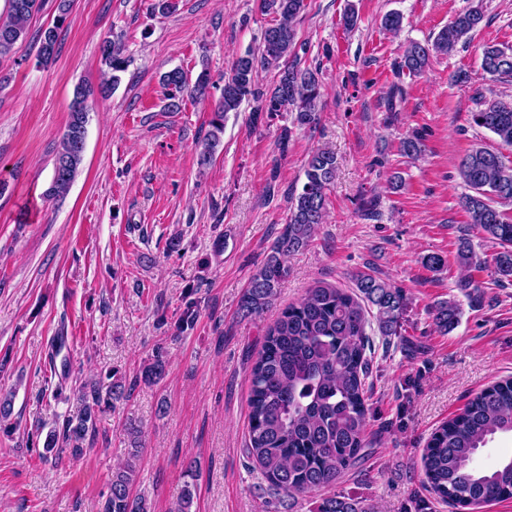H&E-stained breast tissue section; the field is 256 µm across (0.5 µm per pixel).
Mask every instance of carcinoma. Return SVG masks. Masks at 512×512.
Listing matches in <instances>:
<instances>
[{
    "instance_id": "obj_1",
    "label": "carcinoma",
    "mask_w": 512,
    "mask_h": 512,
    "mask_svg": "<svg viewBox=\"0 0 512 512\" xmlns=\"http://www.w3.org/2000/svg\"><path fill=\"white\" fill-rule=\"evenodd\" d=\"M47 0H8L0 16V60L11 56L15 45L27 37L30 21L41 12ZM73 0H54V22L39 32L36 56L41 66L49 65L58 50L59 31L63 28ZM263 11L275 15V23L263 33L258 52L251 50L235 61L232 74L224 81L221 100L214 111L212 129L202 142L200 164L209 163L224 133V114L237 110L243 101L256 103L253 120L265 113L294 114L292 126H284L278 135V149L288 151L292 127L311 128L319 121L321 83L319 70L300 66L295 52L297 28L304 0H262ZM484 14L478 8L457 12L430 45L411 43L404 50L397 75H419L429 66L434 53L448 55L469 39L481 25ZM105 65L97 85L81 83L74 88L69 121L56 151L51 181L44 196H67L83 162L88 123L87 102L106 97L116 89L120 73L128 63L125 48L108 38L99 45ZM277 70L272 88L257 87L260 69ZM481 68L492 77L512 78V49L485 45L481 50ZM162 84L167 109L177 112L184 95L201 97L209 88V78L201 73L194 84L179 68L165 73ZM474 124L493 133L495 150L477 146L469 150L459 166V175L469 193L461 207L469 224L500 247L494 257L495 274L512 278V218L505 208L512 206V159L503 150L512 151V101L493 100L472 113ZM301 190L293 192L288 221L262 265L251 275L240 299L243 316L262 313L275 301L281 282L288 276L286 257L306 247L319 224L323 223L327 191L336 175V157L330 151L310 155ZM456 260L458 285L474 287L472 271L478 259L466 240L460 242ZM356 290L348 292L329 285L309 289L298 303L284 308L264 338L261 350L250 370L248 398L249 432L244 448L262 476L277 492L287 495L310 494L336 485L362 458L367 447L365 427L369 411L368 359L369 313H374L383 336L401 335L407 295L380 277L367 272L355 275ZM198 316V305L186 302L179 316L181 329H191ZM457 304L448 301L434 310L436 326L447 331L457 322ZM168 361L157 348L145 361L136 381L159 383L166 375ZM126 390L117 370L99 373L74 389L77 407L63 423L50 428L40 458L59 456L68 451L80 455L87 439L97 431L99 415L112 408ZM12 412V396L0 398V433L8 436L12 424L6 423ZM497 434L512 435V377L499 380L469 400L456 417L438 427L430 436L422 454L427 488L436 499L458 512L482 504L512 499V457L491 468L472 465L476 451ZM132 448L124 466L116 469L108 483L102 512H151L148 499L131 495L135 481ZM194 486L183 485L174 512H191ZM314 512H369L363 502L333 495L321 499Z\"/></svg>"
}]
</instances>
